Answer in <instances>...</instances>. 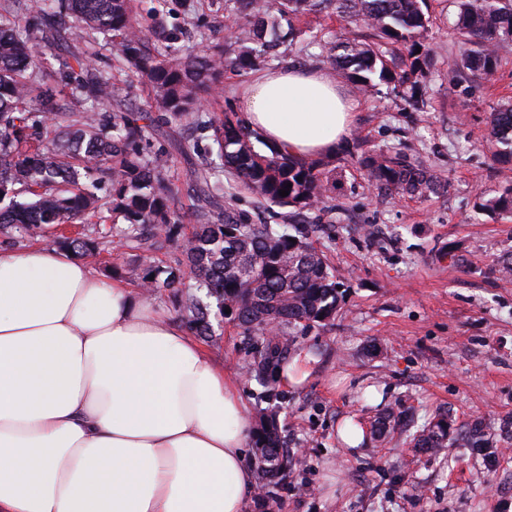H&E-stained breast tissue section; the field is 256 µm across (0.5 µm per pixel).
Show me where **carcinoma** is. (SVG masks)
<instances>
[{
    "label": "carcinoma",
    "mask_w": 512,
    "mask_h": 512,
    "mask_svg": "<svg viewBox=\"0 0 512 512\" xmlns=\"http://www.w3.org/2000/svg\"><path fill=\"white\" fill-rule=\"evenodd\" d=\"M150 16L157 38L175 45L168 56L147 45L144 25L133 15L131 0H3L0 4V229L25 239L64 224H117L138 251L124 266L128 277L150 295L175 290L177 302L198 335H211V318L226 316L249 336H267L254 347L250 376L263 388L270 407L259 410L254 437L259 498L281 507L282 490L294 460L281 438L274 402L281 394L276 379L293 334L336 320L342 295L336 275L309 241L325 224H251L224 206L241 186L261 204L284 210L288 219L326 202L334 189L322 165L289 154L263 141L234 113L202 112L201 96L223 97L227 69H252L273 47L292 40L285 17L312 10L336 9L354 27L371 31L372 41H338L332 61L350 70L365 92L379 81L409 86L411 96L427 76L431 56L423 43L428 0H224L238 17L228 46H211L200 36L187 51L181 32L159 19L166 0ZM459 35L475 46L456 66L490 75L497 66L498 45L512 41V0H458ZM28 14L25 25L14 11ZM72 31L83 40L103 36L132 75L146 83L151 108L161 113L167 135L177 148L192 147L197 163L190 170L197 225L185 237L172 190L165 179L171 158L151 149L142 116L127 106L131 86L106 76L90 57L67 42ZM66 53L55 73L41 69L40 48ZM69 95H64V88ZM485 141L493 157L512 163V104L498 106L486 121ZM376 185L398 197L421 199L436 190L428 171L399 155L379 153L364 159ZM230 184H224V177ZM292 184L289 195L280 191ZM482 207L512 215V187ZM102 234L71 237L54 244L74 257L96 253ZM174 250V264L155 254ZM393 413L378 421L374 439L383 442L401 426ZM448 419L437 418L409 435L413 448L435 455L448 447ZM493 427L476 421L460 431V445L493 447Z\"/></svg>",
    "instance_id": "1"
}]
</instances>
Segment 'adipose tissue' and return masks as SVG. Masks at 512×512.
<instances>
[{
    "instance_id": "ef3b65f1",
    "label": "adipose tissue",
    "mask_w": 512,
    "mask_h": 512,
    "mask_svg": "<svg viewBox=\"0 0 512 512\" xmlns=\"http://www.w3.org/2000/svg\"><path fill=\"white\" fill-rule=\"evenodd\" d=\"M246 122L313 157L354 104L321 71H267ZM253 428L161 303L53 246L0 250V512H246Z\"/></svg>"
}]
</instances>
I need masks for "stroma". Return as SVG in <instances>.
<instances>
[{"label":"stroma","instance_id":"1","mask_svg":"<svg viewBox=\"0 0 512 512\" xmlns=\"http://www.w3.org/2000/svg\"><path fill=\"white\" fill-rule=\"evenodd\" d=\"M429 12L433 65L414 99L395 82L362 92L333 65L331 41L370 32L332 14L307 13L294 25V45L264 64L322 70L357 104L351 134L319 157L332 197L305 217L335 227L334 237L313 244L334 268L343 301L333 324L298 334L290 349L313 363L278 402V426L289 448L302 451L285 512H512V286L494 271L512 252V216L479 208L512 183V168L495 163L484 140L488 112L512 103V42L498 46L494 75L449 68L468 49L454 31L457 4L430 0ZM165 21L191 37L237 29L224 0H168ZM374 153L428 170L437 190L423 200L388 195L362 164ZM190 168L176 152L166 173L188 226L196 221ZM202 344L256 411L261 388L246 373L241 328L213 320ZM385 410L418 425L441 414L455 429L494 422L496 457L452 448L441 459L396 432L379 450L341 442L345 419L368 428Z\"/></svg>","mask_w":512,"mask_h":512}]
</instances>
